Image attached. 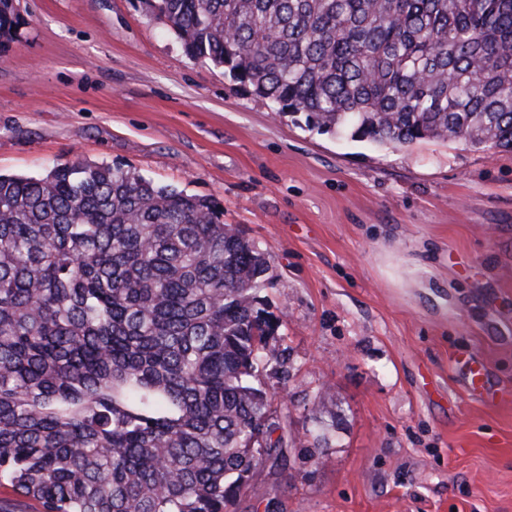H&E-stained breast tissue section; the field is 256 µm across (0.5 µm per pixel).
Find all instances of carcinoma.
Wrapping results in <instances>:
<instances>
[{
  "instance_id": "1",
  "label": "carcinoma",
  "mask_w": 512,
  "mask_h": 512,
  "mask_svg": "<svg viewBox=\"0 0 512 512\" xmlns=\"http://www.w3.org/2000/svg\"><path fill=\"white\" fill-rule=\"evenodd\" d=\"M192 59L320 133L512 152V0H141ZM24 24L0 0V52ZM271 261L132 168L0 174V485L41 512H238L288 431Z\"/></svg>"
}]
</instances>
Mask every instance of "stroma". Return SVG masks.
Segmentation results:
<instances>
[{
  "instance_id": "stroma-1",
  "label": "stroma",
  "mask_w": 512,
  "mask_h": 512,
  "mask_svg": "<svg viewBox=\"0 0 512 512\" xmlns=\"http://www.w3.org/2000/svg\"><path fill=\"white\" fill-rule=\"evenodd\" d=\"M0 54V172L121 164L262 245L290 448L239 512H512V153L381 147L278 117L138 0H22ZM482 366L488 396L473 392Z\"/></svg>"
}]
</instances>
